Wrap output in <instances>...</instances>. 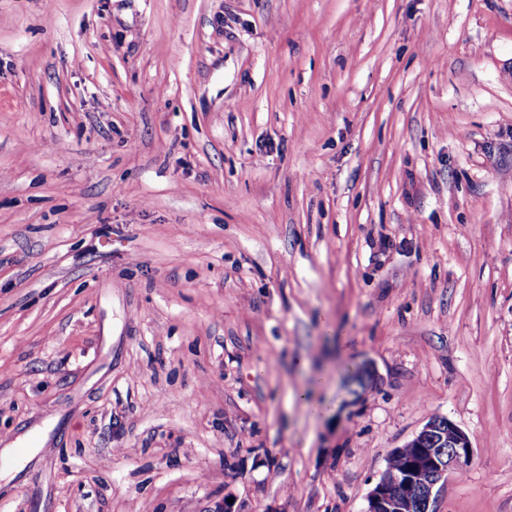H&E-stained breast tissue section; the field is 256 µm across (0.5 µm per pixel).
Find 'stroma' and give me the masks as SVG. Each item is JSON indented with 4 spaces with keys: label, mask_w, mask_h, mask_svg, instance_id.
I'll return each mask as SVG.
<instances>
[{
    "label": "stroma",
    "mask_w": 512,
    "mask_h": 512,
    "mask_svg": "<svg viewBox=\"0 0 512 512\" xmlns=\"http://www.w3.org/2000/svg\"><path fill=\"white\" fill-rule=\"evenodd\" d=\"M435 414L512 512V0H0V512H364Z\"/></svg>",
    "instance_id": "obj_1"
}]
</instances>
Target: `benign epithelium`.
Listing matches in <instances>:
<instances>
[{"instance_id":"7a95c632","label":"benign epithelium","mask_w":512,"mask_h":512,"mask_svg":"<svg viewBox=\"0 0 512 512\" xmlns=\"http://www.w3.org/2000/svg\"><path fill=\"white\" fill-rule=\"evenodd\" d=\"M406 447L414 449L410 468L377 481L367 495L365 512H408L419 492L431 502L448 477L467 469L474 454L468 435L441 414L432 415Z\"/></svg>"}]
</instances>
